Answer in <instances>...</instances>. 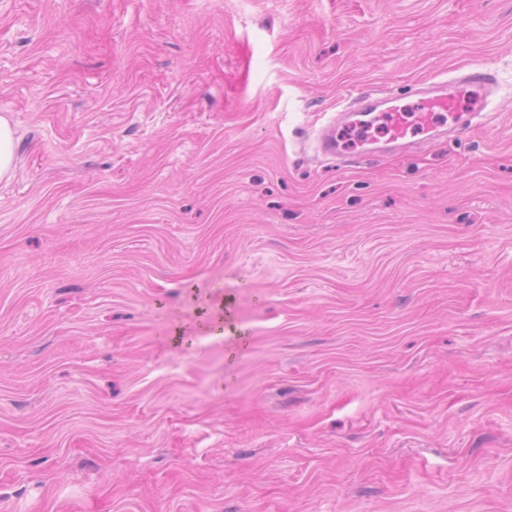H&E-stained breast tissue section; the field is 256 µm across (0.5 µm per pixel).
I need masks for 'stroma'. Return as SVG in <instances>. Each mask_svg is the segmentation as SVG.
Returning <instances> with one entry per match:
<instances>
[{
    "label": "stroma",
    "instance_id": "stroma-1",
    "mask_svg": "<svg viewBox=\"0 0 512 512\" xmlns=\"http://www.w3.org/2000/svg\"><path fill=\"white\" fill-rule=\"evenodd\" d=\"M0 114V512H512V0H0ZM499 91L497 75L488 65L471 67L448 78L421 81L412 91L414 101L407 105H399L401 99L391 93L365 91L336 118L321 125L316 150L326 158H360L377 149L408 151L448 135L458 137L480 126L477 119L498 98ZM353 118L380 122L379 136L373 140L377 146L358 151L356 146H347L342 132L350 129ZM15 131L10 120L0 115V180L9 179L14 172Z\"/></svg>",
    "mask_w": 512,
    "mask_h": 512
}]
</instances>
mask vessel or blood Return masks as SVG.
<instances>
[{"label": "vessel or blood", "mask_w": 512, "mask_h": 512, "mask_svg": "<svg viewBox=\"0 0 512 512\" xmlns=\"http://www.w3.org/2000/svg\"><path fill=\"white\" fill-rule=\"evenodd\" d=\"M499 80L487 65L471 67L448 78L417 83L410 104L380 90L353 98L343 118L326 120L317 138V152L326 158L347 157L351 151L343 137L351 119L376 122L381 130L378 148L408 151L448 136L458 137L477 126L488 105L497 99Z\"/></svg>", "instance_id": "1"}]
</instances>
